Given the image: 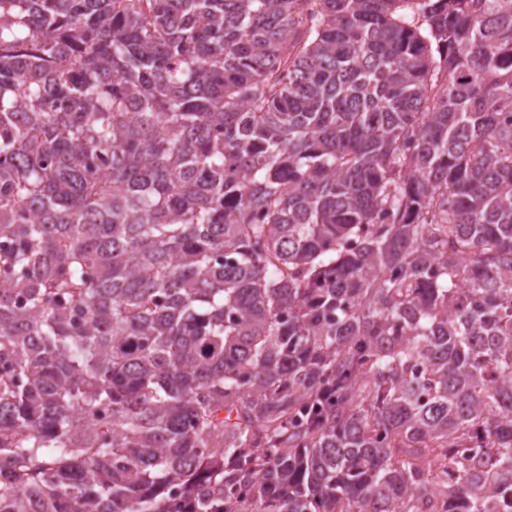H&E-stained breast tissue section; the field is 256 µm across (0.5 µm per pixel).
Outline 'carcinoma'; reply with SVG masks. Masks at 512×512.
Returning <instances> with one entry per match:
<instances>
[{
  "mask_svg": "<svg viewBox=\"0 0 512 512\" xmlns=\"http://www.w3.org/2000/svg\"><path fill=\"white\" fill-rule=\"evenodd\" d=\"M0 241V512H512V0H0Z\"/></svg>",
  "mask_w": 512,
  "mask_h": 512,
  "instance_id": "obj_1",
  "label": "carcinoma"
}]
</instances>
